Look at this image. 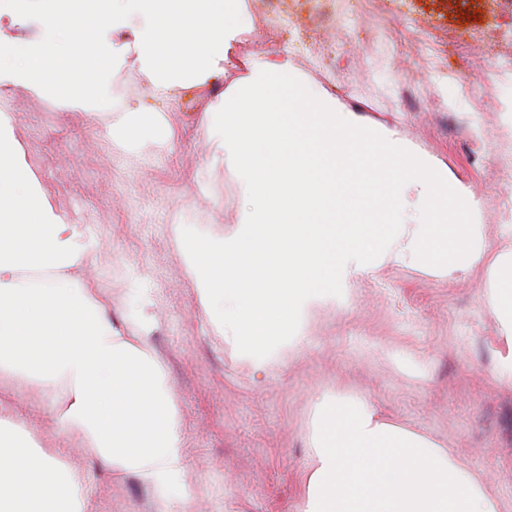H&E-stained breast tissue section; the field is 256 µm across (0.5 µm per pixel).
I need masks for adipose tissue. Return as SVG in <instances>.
Returning <instances> with one entry per match:
<instances>
[{"mask_svg": "<svg viewBox=\"0 0 512 512\" xmlns=\"http://www.w3.org/2000/svg\"><path fill=\"white\" fill-rule=\"evenodd\" d=\"M249 15V0H48L39 18L47 39L20 53L0 42V73L12 95H47L94 120L117 73L134 72L161 102L223 77ZM120 28L131 34L118 42ZM212 108L220 126L210 162L235 172L246 205L224 237L173 230L198 307L253 374L300 350L308 317L354 274L392 259L440 273L485 269L500 326L496 376L512 385V248L486 247L478 205L446 171L395 134L371 132L332 97L311 96L285 50L244 59ZM384 169L400 191L370 201L362 188ZM422 212L434 219L427 238L416 224ZM375 215L391 224L369 242ZM98 251L95 234L56 210L12 113L0 111V376L61 387L48 405L58 432L109 472L159 486L183 463L179 410L145 337L113 322L87 277ZM309 448L301 512H499L447 448L386 420L365 396L323 390ZM0 512H89L78 478L4 400Z\"/></svg>", "mask_w": 512, "mask_h": 512, "instance_id": "1", "label": "adipose tissue"}]
</instances>
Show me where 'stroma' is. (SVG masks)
I'll list each match as a JSON object with an SVG mask.
<instances>
[{"instance_id":"obj_1","label":"stroma","mask_w":512,"mask_h":512,"mask_svg":"<svg viewBox=\"0 0 512 512\" xmlns=\"http://www.w3.org/2000/svg\"><path fill=\"white\" fill-rule=\"evenodd\" d=\"M480 21L468 20L469 7ZM289 21L253 23L224 76L172 102L155 101L134 74L112 80L113 114L128 101L160 129L127 149L97 122L45 99H14L15 133L45 192L71 223L98 232L94 286L127 329L149 320V343L177 401L180 472L165 490L108 473L77 439L57 433L19 377L0 379L31 433L65 451L91 512H300L318 392L370 398L393 423L440 442L512 512V386L496 378L498 323L484 271L448 276L393 261L355 276L317 309L307 342L284 367L251 370L196 303L172 228L222 237L245 206L235 173L208 163L211 106L237 79L239 58L288 50L316 94L335 98L373 130L392 132L479 202L484 241L498 250L512 224V69L487 82L484 66L512 56V0H371L354 25L343 0H282Z\"/></svg>"}]
</instances>
